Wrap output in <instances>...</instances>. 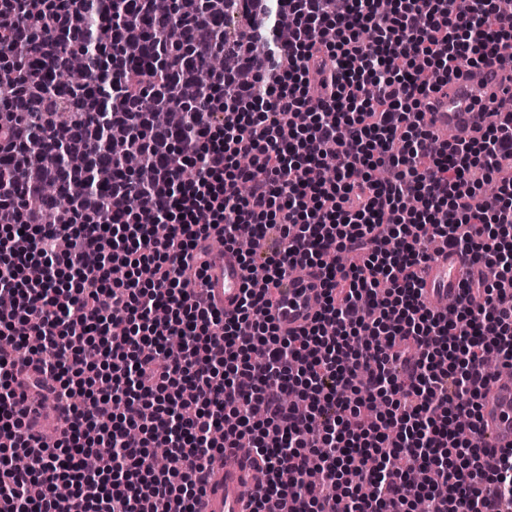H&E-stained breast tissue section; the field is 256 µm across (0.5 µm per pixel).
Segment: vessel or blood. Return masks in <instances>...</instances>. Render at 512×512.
<instances>
[{
  "mask_svg": "<svg viewBox=\"0 0 512 512\" xmlns=\"http://www.w3.org/2000/svg\"><path fill=\"white\" fill-rule=\"evenodd\" d=\"M512 84V63L468 69L448 84L430 92L426 99V122L438 135L451 134L469 142L480 138L496 108L500 89ZM475 266L470 258L445 248L432 251L420 269L422 297L430 307L458 299ZM248 275L235 249L212 251L205 272V288L216 309L235 311ZM323 301L322 277L318 268L301 271L276 288L268 316L282 334L300 331L313 319ZM482 444L489 455L512 447V379L496 378L485 387L480 400ZM251 457L242 451L225 453L209 474L201 498L200 512H249V486L260 481Z\"/></svg>",
  "mask_w": 512,
  "mask_h": 512,
  "instance_id": "obj_1",
  "label": "vessel or blood"
}]
</instances>
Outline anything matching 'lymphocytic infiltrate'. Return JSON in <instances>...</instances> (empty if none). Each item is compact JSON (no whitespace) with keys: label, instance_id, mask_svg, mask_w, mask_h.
I'll use <instances>...</instances> for the list:
<instances>
[{"label":"lymphocytic infiltrate","instance_id":"lymphocytic-infiltrate-1","mask_svg":"<svg viewBox=\"0 0 512 512\" xmlns=\"http://www.w3.org/2000/svg\"><path fill=\"white\" fill-rule=\"evenodd\" d=\"M272 2L220 30L224 0H175L178 39L137 67L135 25H85L99 0H0V512H197L216 458L243 443L265 469L253 512H512V448L488 457L477 428L485 353L512 366V118L435 152L423 110L462 67L512 52V6L288 0L281 41ZM75 49L84 85L58 90ZM219 51L237 66L184 103L183 135L153 128ZM100 83L107 111L88 92ZM129 156L143 175L106 180ZM243 232L226 318L204 257ZM438 244L496 271L451 316L417 277ZM304 265L323 304L283 336L269 292ZM174 337L186 348L170 360ZM30 391L54 403V440Z\"/></svg>","mask_w":512,"mask_h":512}]
</instances>
